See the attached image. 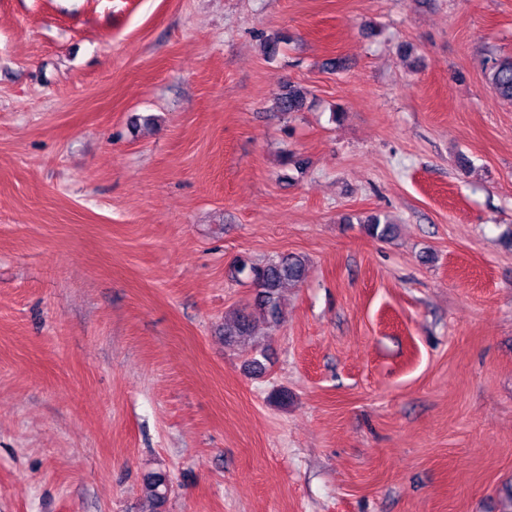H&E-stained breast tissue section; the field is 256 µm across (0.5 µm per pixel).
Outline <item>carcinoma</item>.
<instances>
[{
	"mask_svg": "<svg viewBox=\"0 0 512 512\" xmlns=\"http://www.w3.org/2000/svg\"><path fill=\"white\" fill-rule=\"evenodd\" d=\"M486 83L496 94L512 102V55L497 56L487 60L483 66ZM307 89L295 82L286 83L277 98V108L284 113L299 112L306 104ZM366 232L382 241L393 238L396 225L371 214L363 220ZM235 276L244 277L256 290L253 302L241 308L237 315L224 324V342L228 345L242 342L253 336L254 323L262 319L278 324L284 317L280 302V289L285 284L303 282L309 271L307 260L298 254H283L264 263H239L233 267ZM147 495L152 503L151 512H158L164 505L169 491L166 475L155 473L147 478Z\"/></svg>",
	"mask_w": 512,
	"mask_h": 512,
	"instance_id": "carcinoma-1",
	"label": "carcinoma"
}]
</instances>
